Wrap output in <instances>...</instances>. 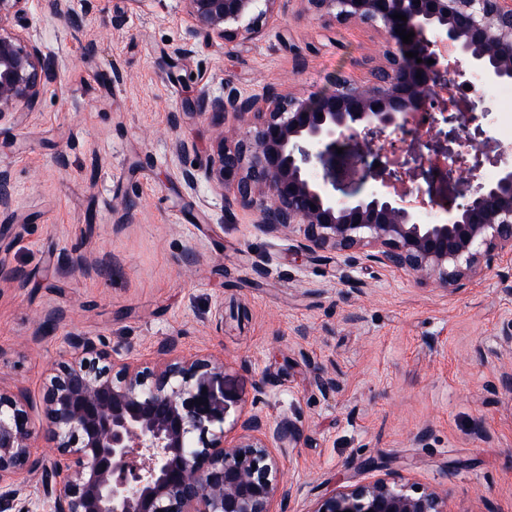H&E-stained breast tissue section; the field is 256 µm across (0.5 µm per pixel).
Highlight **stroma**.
<instances>
[{"mask_svg":"<svg viewBox=\"0 0 512 512\" xmlns=\"http://www.w3.org/2000/svg\"><path fill=\"white\" fill-rule=\"evenodd\" d=\"M41 3L24 26L57 77L0 124V385L39 398L73 334L143 358L170 337L223 356L248 403L300 414L284 461L299 490L278 512H310L372 459L447 495L448 512H512V266L456 293L374 263L342 285L336 253L300 256L208 182L179 188L219 133L186 102L367 81L384 35L315 20L303 0H279L236 44L190 36L181 0ZM47 318L55 331L37 336Z\"/></svg>","mask_w":512,"mask_h":512,"instance_id":"35a3bbf8","label":"stroma"}]
</instances>
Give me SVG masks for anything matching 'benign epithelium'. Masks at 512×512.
<instances>
[{
  "instance_id": "benign-epithelium-1",
  "label": "benign epithelium",
  "mask_w": 512,
  "mask_h": 512,
  "mask_svg": "<svg viewBox=\"0 0 512 512\" xmlns=\"http://www.w3.org/2000/svg\"><path fill=\"white\" fill-rule=\"evenodd\" d=\"M29 2L0 0V122L18 108L34 110L53 76L41 50L10 28ZM181 2L192 35L245 42L278 0ZM304 2L319 18L380 28L383 62L367 83L339 75L315 99L224 87L203 114L219 127L229 114L246 117L250 129L218 136L205 163L181 171L184 187L203 179L222 192L226 209L252 212L260 232L296 235L308 254H341L342 283L370 262L452 293L496 258L512 266V155L485 123L488 112H463L453 98L430 111L442 72L453 71L458 84L473 74L487 84L512 81V0ZM398 29L414 32L412 43ZM419 121L426 166L411 149H381L380 167L364 177L371 187L349 188L354 174L337 149L359 137L375 146ZM457 122L467 129L463 141ZM487 164L497 178L475 181ZM434 171L458 183L440 201L420 183ZM426 193L445 208L438 223L425 218ZM244 402L213 354L185 357L167 339L155 359L141 361L71 336L42 391L51 455L33 452L26 392L0 387V512H32V504L45 512H277L296 485L279 453L300 447L301 416L272 420L246 413ZM309 512H448V498L387 470L338 488Z\"/></svg>"
}]
</instances>
